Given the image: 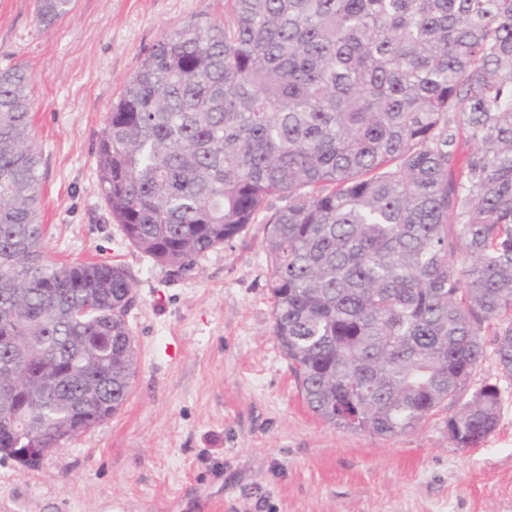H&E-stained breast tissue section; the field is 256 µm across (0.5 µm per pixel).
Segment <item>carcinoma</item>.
Wrapping results in <instances>:
<instances>
[{
	"label": "carcinoma",
	"mask_w": 512,
	"mask_h": 512,
	"mask_svg": "<svg viewBox=\"0 0 512 512\" xmlns=\"http://www.w3.org/2000/svg\"><path fill=\"white\" fill-rule=\"evenodd\" d=\"M75 0H36L47 30ZM142 58L97 148L132 246L181 272L266 220L273 333L308 408L394 437L454 403L493 346L512 377V0H228ZM33 79L0 70V442L78 438L128 399L133 296L110 262L56 263L41 223ZM469 144L461 156L462 143ZM485 383L448 418L493 433Z\"/></svg>",
	"instance_id": "cac0c4a2"
}]
</instances>
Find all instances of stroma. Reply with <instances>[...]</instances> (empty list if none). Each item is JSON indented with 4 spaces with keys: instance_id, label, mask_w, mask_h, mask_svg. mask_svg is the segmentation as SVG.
Listing matches in <instances>:
<instances>
[{
    "instance_id": "35a3bbf8",
    "label": "stroma",
    "mask_w": 512,
    "mask_h": 512,
    "mask_svg": "<svg viewBox=\"0 0 512 512\" xmlns=\"http://www.w3.org/2000/svg\"><path fill=\"white\" fill-rule=\"evenodd\" d=\"M226 0H75L42 31L35 0H0V69L35 79L41 221L60 262L106 260L133 282L125 404L34 469L0 461V512H512V378L487 354L460 397L501 393L496 430L456 447L439 408L385 438L307 407L273 334L263 225L173 273L126 240L98 190L106 118L144 53Z\"/></svg>"
}]
</instances>
